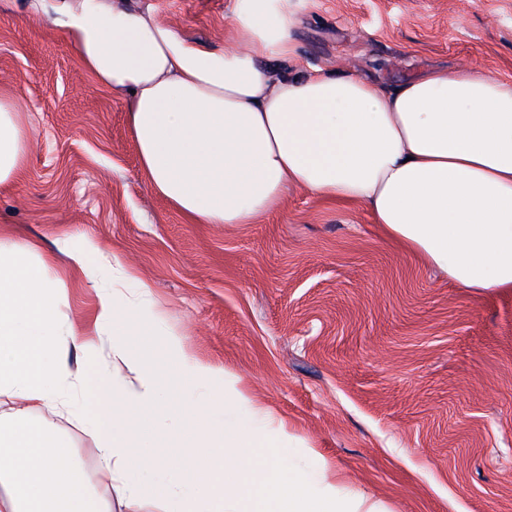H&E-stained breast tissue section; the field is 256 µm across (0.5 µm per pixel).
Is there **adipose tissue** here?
I'll return each mask as SVG.
<instances>
[{
	"instance_id": "adipose-tissue-1",
	"label": "adipose tissue",
	"mask_w": 512,
	"mask_h": 512,
	"mask_svg": "<svg viewBox=\"0 0 512 512\" xmlns=\"http://www.w3.org/2000/svg\"><path fill=\"white\" fill-rule=\"evenodd\" d=\"M52 8L81 68L125 95L151 188L192 224H254L288 188L369 210L404 243L465 288L512 291V81L435 68L388 89L312 67L275 69L294 53V0H237L226 21L233 50L189 40L124 0H30ZM21 98L0 91V186L22 172L33 131ZM0 250V512H377L318 488L269 452L258 432L219 420L248 401L234 387L206 404L180 398L215 366L143 316L149 290L97 239L73 262L96 283V331L112 347L95 407L69 357L95 343L67 320L66 286L51 257ZM133 373L126 381L125 373ZM77 420L97 443L94 470L44 424L43 410Z\"/></svg>"
}]
</instances>
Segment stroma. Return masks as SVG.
<instances>
[{
    "label": "stroma",
    "instance_id": "stroma-1",
    "mask_svg": "<svg viewBox=\"0 0 512 512\" xmlns=\"http://www.w3.org/2000/svg\"><path fill=\"white\" fill-rule=\"evenodd\" d=\"M182 35L232 46L230 0H128ZM288 72L317 66L391 88L443 65L512 79V0H295ZM33 129L0 187V246L51 254L71 323L96 291L84 237L146 284L163 329L272 420L236 413L274 453L384 512H512V292L462 288L387 240L366 207L292 189L255 224H190L151 189L125 99L65 35L0 0V91Z\"/></svg>",
    "mask_w": 512,
    "mask_h": 512
}]
</instances>
